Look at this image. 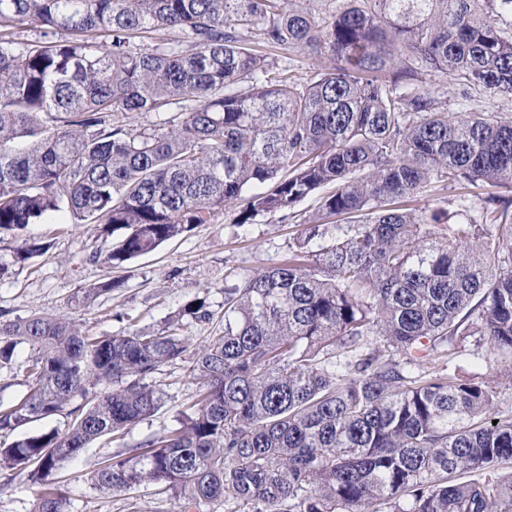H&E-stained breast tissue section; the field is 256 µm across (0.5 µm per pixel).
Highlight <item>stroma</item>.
Masks as SVG:
<instances>
[{"instance_id": "1", "label": "stroma", "mask_w": 512, "mask_h": 512, "mask_svg": "<svg viewBox=\"0 0 512 512\" xmlns=\"http://www.w3.org/2000/svg\"><path fill=\"white\" fill-rule=\"evenodd\" d=\"M269 55L280 70L289 71L305 85L329 65L326 56L309 52L291 55L273 48ZM487 192L484 186L460 193L428 187L416 205L421 209L444 207L451 212L465 209L479 220L484 216ZM316 208L317 200L311 197L290 211L260 215L241 227L235 224L237 209L227 208L215 223L201 225L113 271L102 259L109 244L99 237L95 226L74 223L68 212H58L51 220L29 225L28 236L51 241L53 247L25 266H14L12 275L0 281V315L14 319L62 311L76 289L93 287L110 275L120 280V287L81 309L80 320L93 334L162 328L187 300L198 295L207 296L215 316H222L225 271L256 269L282 259ZM421 366L445 368L461 379L486 375L496 393V412L512 414V357L494 350L487 337H468L451 358L428 357ZM155 381L164 391L155 414L125 436L95 441L78 459L57 470L55 480L70 501L69 512H235L231 505L209 504L186 511L150 486L112 495L93 486L92 472L116 454L133 455L146 438L176 428L193 402L195 387L182 366H169ZM33 504V490L24 475L0 469V512H32Z\"/></svg>"}]
</instances>
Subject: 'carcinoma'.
Masks as SVG:
<instances>
[{
    "mask_svg": "<svg viewBox=\"0 0 512 512\" xmlns=\"http://www.w3.org/2000/svg\"><path fill=\"white\" fill-rule=\"evenodd\" d=\"M512 0H336L321 21L287 0H0V235L13 265L50 244L24 230L66 210L117 235L109 267L211 224L238 225L328 189L288 256L224 273V323L194 354L187 301L158 331L95 336L71 311L0 320V370L20 345L26 390L0 399V468L32 512H69L54 475L125 434L163 398L171 365L199 386L180 426L93 472L102 492L153 485L189 506L252 512H512V415L484 377L435 368L470 327L512 354V199L494 231L408 203L432 184L512 190V120L460 99H512ZM164 30L171 38L135 43ZM333 67L300 85L261 46ZM177 112L147 126L129 113ZM107 279L75 296L107 295ZM371 336L383 348H371ZM64 430L28 434L44 420ZM407 500L404 510L400 502ZM423 81L427 85L432 86L436 91H438L439 95L444 98V100L448 104V111L459 113L461 106H459V99L457 98V88L455 84L448 79L445 75L437 74L432 76H424Z\"/></svg>",
    "mask_w": 512,
    "mask_h": 512,
    "instance_id": "1",
    "label": "carcinoma"
}]
</instances>
